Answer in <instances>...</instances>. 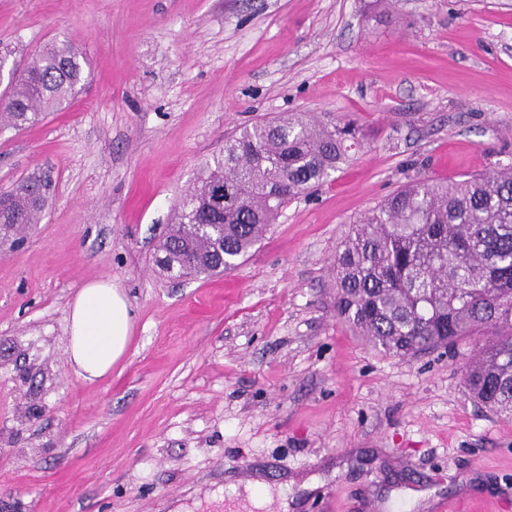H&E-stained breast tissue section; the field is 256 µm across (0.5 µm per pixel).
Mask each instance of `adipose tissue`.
I'll use <instances>...</instances> for the list:
<instances>
[{
    "instance_id": "obj_1",
    "label": "adipose tissue",
    "mask_w": 512,
    "mask_h": 512,
    "mask_svg": "<svg viewBox=\"0 0 512 512\" xmlns=\"http://www.w3.org/2000/svg\"><path fill=\"white\" fill-rule=\"evenodd\" d=\"M133 314L111 278L85 283L68 309V360L74 371L93 381L108 375L125 355Z\"/></svg>"
}]
</instances>
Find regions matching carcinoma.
<instances>
[{
	"label": "carcinoma",
	"instance_id": "obj_1",
	"mask_svg": "<svg viewBox=\"0 0 512 512\" xmlns=\"http://www.w3.org/2000/svg\"><path fill=\"white\" fill-rule=\"evenodd\" d=\"M66 39L11 73L0 113L23 129L63 107L83 78ZM362 144L354 123L313 121L304 112L261 121L224 142L206 161L157 249L175 278L228 272L260 242L279 210L348 163ZM224 210L196 226L215 192ZM0 241H20L40 222L47 184L8 191ZM336 312L381 353L414 356L476 336L464 374L471 397L512 414V167L460 180L410 182L351 226L334 263Z\"/></svg>",
	"mask_w": 512,
	"mask_h": 512
}]
</instances>
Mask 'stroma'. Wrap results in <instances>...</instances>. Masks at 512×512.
I'll use <instances>...</instances> for the list:
<instances>
[{"mask_svg":"<svg viewBox=\"0 0 512 512\" xmlns=\"http://www.w3.org/2000/svg\"><path fill=\"white\" fill-rule=\"evenodd\" d=\"M66 37L86 59L69 105L0 122V191L52 179L28 240L0 243V512H512V416L466 389L474 341L383 355L333 278L400 185L512 166V0H0L8 68ZM291 112L354 120L361 150L234 270L161 272L203 163ZM102 277L134 326L89 382L67 311Z\"/></svg>","mask_w":512,"mask_h":512,"instance_id":"obj_1","label":"stroma"}]
</instances>
